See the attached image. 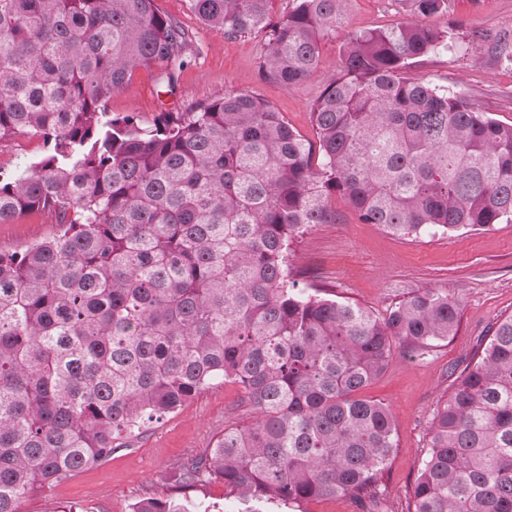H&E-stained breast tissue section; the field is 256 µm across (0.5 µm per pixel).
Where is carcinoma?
Masks as SVG:
<instances>
[{
    "mask_svg": "<svg viewBox=\"0 0 512 512\" xmlns=\"http://www.w3.org/2000/svg\"><path fill=\"white\" fill-rule=\"evenodd\" d=\"M189 0L226 38L263 31L265 77L314 71L348 0ZM413 19L351 33L311 107L315 141L267 101L232 92L153 125L112 116L143 66L174 90L191 36L154 0H0V141L45 155L0 175V224L34 211L56 230L0 252V512L121 448V436L211 385L241 387L254 419L183 461L170 494L132 512H221L190 492L216 477L230 512H302L348 497L378 512L397 448L390 409L362 392L400 349L455 335L460 302L417 293L384 315L300 288L294 241L332 224L338 194L361 224L416 237L512 222V125L407 75L455 46ZM437 409L413 512H512V316L500 320Z\"/></svg>",
    "mask_w": 512,
    "mask_h": 512,
    "instance_id": "1",
    "label": "carcinoma"
}]
</instances>
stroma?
Here are the masks:
<instances>
[{
    "mask_svg": "<svg viewBox=\"0 0 512 512\" xmlns=\"http://www.w3.org/2000/svg\"><path fill=\"white\" fill-rule=\"evenodd\" d=\"M158 9L192 36L187 64L174 93L157 80V67H142L112 95L113 115H133L152 125L162 112H190L236 91L269 102L306 138H313L311 105L337 74L340 47L349 33L386 28L409 20L406 0H350L345 23L324 42L315 71L285 87L261 72L264 33L235 39L204 27L188 0H155ZM448 23L457 25L454 50L409 68L410 76L448 88L494 119L512 124V61L468 39L486 31L512 43V0H448ZM46 152L41 139L19 136L0 141V171L12 173ZM333 224L307 229L289 257L300 287H329L340 298L376 314L427 289H445L461 304L458 331L423 357L397 354L366 394L387 404L395 419L398 448L383 475L387 512H408L411 487L429 448L434 411L454 389L450 365H466L493 324L512 316V222L487 231L424 233L403 238L377 224L358 223L340 196H330ZM53 214L32 212L0 224V251H14L49 235ZM254 413L239 386L220 382L175 413L151 423L125 448L50 490L21 499L20 512H130L145 496L163 497L175 467L210 447L225 428L250 422Z\"/></svg>",
    "mask_w": 512,
    "mask_h": 512,
    "instance_id": "stroma-1",
    "label": "stroma"
}]
</instances>
